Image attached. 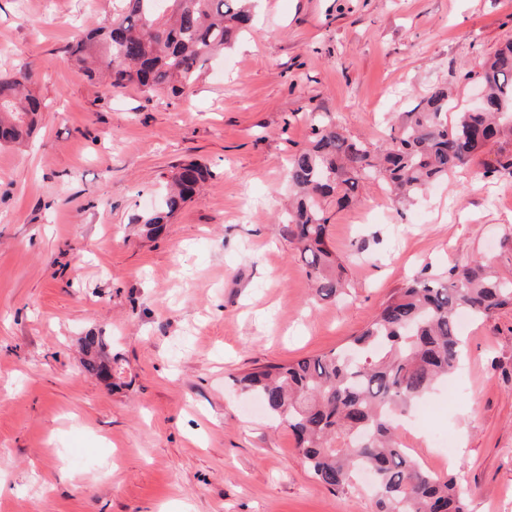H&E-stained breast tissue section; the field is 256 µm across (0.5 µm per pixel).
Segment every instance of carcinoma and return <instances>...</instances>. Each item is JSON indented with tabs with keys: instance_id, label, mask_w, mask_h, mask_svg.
I'll use <instances>...</instances> for the list:
<instances>
[{
	"instance_id": "carcinoma-1",
	"label": "carcinoma",
	"mask_w": 512,
	"mask_h": 512,
	"mask_svg": "<svg viewBox=\"0 0 512 512\" xmlns=\"http://www.w3.org/2000/svg\"><path fill=\"white\" fill-rule=\"evenodd\" d=\"M250 2L118 0L112 19L72 46L70 55L89 75L106 77L114 92L136 85L147 93L181 95L213 55L248 29ZM473 75L483 91L480 104L456 113L450 124L448 86L435 83L391 125L380 152L312 116L311 145L288 162L296 204L278 229L303 253L316 297L333 300L348 287L346 268L328 243L325 199L347 200L358 180L368 178L409 201L466 166L488 141L512 136V42L464 78ZM31 80L26 68L0 73V145L18 143L33 130L41 103L26 92ZM209 177L198 163L183 166L161 211L144 217L147 231H159ZM507 308L512 276L474 260L407 282L346 347L254 368L239 383L288 426L309 472L330 491L356 488L366 469L378 512H470L464 481L419 465L399 441L394 419L460 367V312L480 320ZM88 349L100 358L88 362L89 371L117 374L104 360L101 340L89 338Z\"/></svg>"
}]
</instances>
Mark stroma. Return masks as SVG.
<instances>
[{"label":"stroma","instance_id":"obj_1","mask_svg":"<svg viewBox=\"0 0 512 512\" xmlns=\"http://www.w3.org/2000/svg\"><path fill=\"white\" fill-rule=\"evenodd\" d=\"M113 4L0 0V72L28 67L45 104L0 147V512H377L367 488L315 480L238 379L344 346L410 277L506 266L512 138L410 203L369 181L328 200L349 282L332 301L272 230L288 160L313 112L376 148L434 83L469 107L462 74L512 39V0H257L251 30L179 97L112 92L70 59ZM190 162L211 173L203 191L146 234L138 217ZM461 334V369L400 436L468 482L472 512H512V311ZM89 335L119 384L87 370ZM427 425L455 433V455Z\"/></svg>","mask_w":512,"mask_h":512}]
</instances>
